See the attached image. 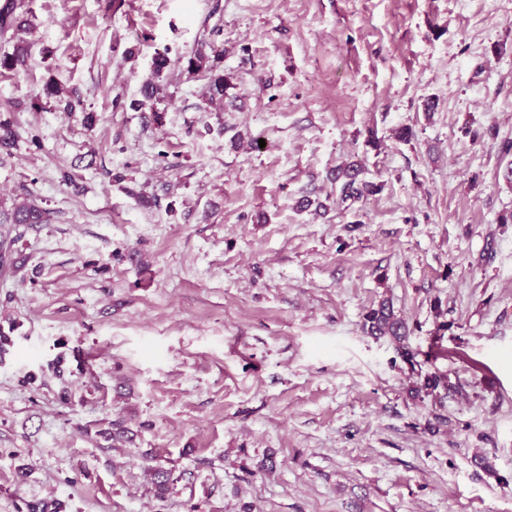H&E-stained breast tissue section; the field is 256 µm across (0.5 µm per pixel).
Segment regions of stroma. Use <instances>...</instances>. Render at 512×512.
<instances>
[{"label": "stroma", "instance_id": "1", "mask_svg": "<svg viewBox=\"0 0 512 512\" xmlns=\"http://www.w3.org/2000/svg\"><path fill=\"white\" fill-rule=\"evenodd\" d=\"M27 3L0 512H512V0ZM359 169L357 166L348 165L336 169L334 180L341 182L340 194L342 201L360 199L365 193L373 192L376 185L369 182H361L358 179ZM369 323V330L371 333H382L386 330L391 333L392 336H396L401 340L402 336H405L404 326L401 322L393 319V314L388 306L382 304L379 309L371 312L367 317ZM403 329V332L401 330Z\"/></svg>", "mask_w": 512, "mask_h": 512}]
</instances>
